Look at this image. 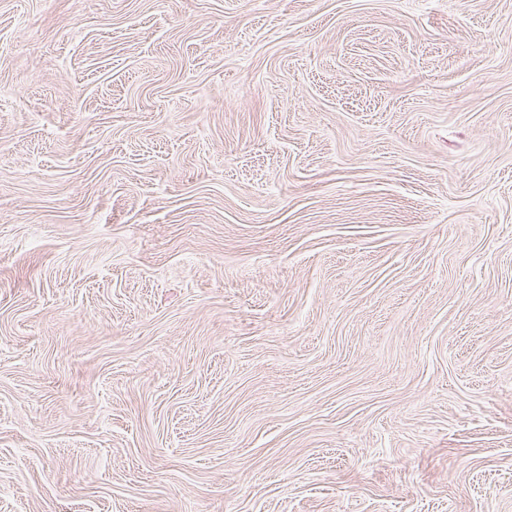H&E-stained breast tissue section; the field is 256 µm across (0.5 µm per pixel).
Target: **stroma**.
<instances>
[{
  "instance_id": "35a3bbf8",
  "label": "stroma",
  "mask_w": 512,
  "mask_h": 512,
  "mask_svg": "<svg viewBox=\"0 0 512 512\" xmlns=\"http://www.w3.org/2000/svg\"><path fill=\"white\" fill-rule=\"evenodd\" d=\"M0 512H512V0H0Z\"/></svg>"
}]
</instances>
